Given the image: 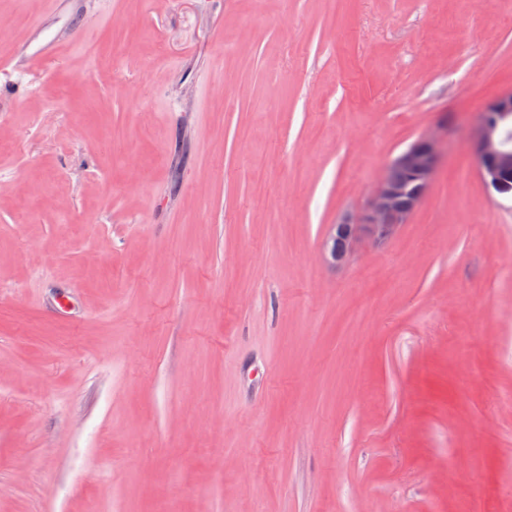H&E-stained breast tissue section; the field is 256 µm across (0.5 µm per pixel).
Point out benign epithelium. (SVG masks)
Listing matches in <instances>:
<instances>
[{
    "label": "benign epithelium",
    "instance_id": "obj_1",
    "mask_svg": "<svg viewBox=\"0 0 512 512\" xmlns=\"http://www.w3.org/2000/svg\"><path fill=\"white\" fill-rule=\"evenodd\" d=\"M512 129V91L489 101L478 114L469 147L478 163V175L486 188L507 192L501 172L512 169V145L506 132ZM442 159L441 136L427 134L410 144L386 168L364 209L355 217L334 227L328 259L343 265L352 256L355 243L361 239L381 242L424 200ZM400 170L412 177L415 186L394 172Z\"/></svg>",
    "mask_w": 512,
    "mask_h": 512
}]
</instances>
